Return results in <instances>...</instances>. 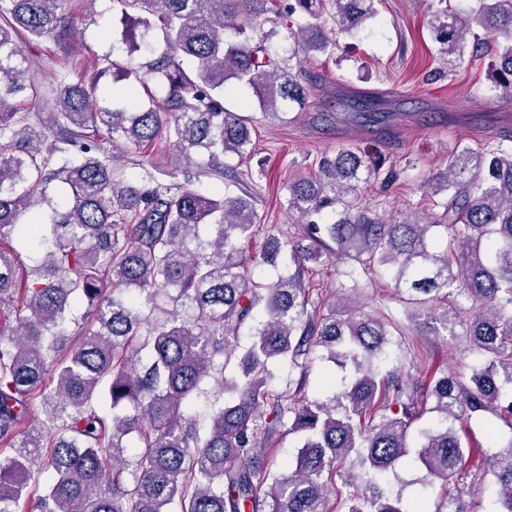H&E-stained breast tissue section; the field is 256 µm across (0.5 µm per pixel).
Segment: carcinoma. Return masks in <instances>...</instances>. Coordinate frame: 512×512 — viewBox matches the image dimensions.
Masks as SVG:
<instances>
[{
	"mask_svg": "<svg viewBox=\"0 0 512 512\" xmlns=\"http://www.w3.org/2000/svg\"><path fill=\"white\" fill-rule=\"evenodd\" d=\"M114 2L128 56L147 58L123 67L127 85L109 106L97 95L111 56L58 79L40 127L18 111L34 93L23 39L65 36L63 0H0V512H474L464 485L477 459L494 477L486 512H512V147L458 148L426 180L443 196L433 221L385 222L349 200L380 166L350 148L322 156L288 183L302 238L272 237L263 254L288 275L258 282L248 248L260 217L247 188L126 182L102 138L163 140L211 175L234 172L221 158L251 154L253 119L224 108L227 84L249 88L262 117L287 121L316 85L302 64L333 55L376 0ZM438 4L441 53L462 56L472 37L473 53H491L492 90L511 93L512 0ZM14 237L41 255L23 276ZM327 254L389 274L408 320L424 314L434 332L462 337L466 371L419 385L379 377L392 323L361 306L307 309L306 263ZM317 357L342 376L311 400ZM280 360L301 368L287 407L270 390ZM208 393L202 434L188 409ZM287 413L299 447L264 494L268 444ZM486 414L511 430L490 454L456 429ZM401 464L422 474L421 499L389 488Z\"/></svg>",
	"mask_w": 512,
	"mask_h": 512,
	"instance_id": "obj_1",
	"label": "carcinoma"
}]
</instances>
